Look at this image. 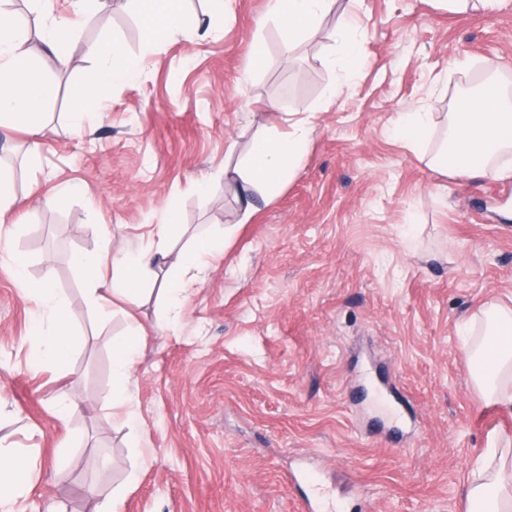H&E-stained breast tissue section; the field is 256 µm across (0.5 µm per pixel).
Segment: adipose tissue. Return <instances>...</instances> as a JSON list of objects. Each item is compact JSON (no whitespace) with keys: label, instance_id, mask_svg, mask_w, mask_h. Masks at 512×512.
Returning <instances> with one entry per match:
<instances>
[{"label":"adipose tissue","instance_id":"obj_1","mask_svg":"<svg viewBox=\"0 0 512 512\" xmlns=\"http://www.w3.org/2000/svg\"><path fill=\"white\" fill-rule=\"evenodd\" d=\"M52 0H32L42 18L41 38L52 51L64 50L75 25V17L95 14L99 0H74V17L55 14ZM336 0H270L269 12L289 34L301 35L316 29L330 13ZM142 25L145 41L160 32L175 34L200 27L198 18L183 8V0H127ZM24 23L0 10V127L22 124L32 133L45 130L44 106L54 98L56 85L43 77L28 46ZM114 43L95 46L98 80L88 93L96 98L100 89L121 78L138 75L140 62L130 58L121 69L111 60ZM442 139L429 163L438 169L470 179L484 178L502 156L512 152V94L491 89L479 95L464 111L441 116L417 110L399 118V133L414 151H423L435 129ZM311 124L295 120L287 133L257 136L241 165L225 169L235 181L244 218H251L257 201H271L283 184L300 167ZM179 223L176 211H168L166 221L157 225L156 246L114 257L110 250L79 253L75 265L85 274L89 305L98 309L118 299L138 302L150 284L163 286L169 303H176L192 272L201 270L204 258L220 253L221 244L201 235L177 258L169 256V240ZM15 279L22 297L36 310L31 333L46 347L45 357L60 369H67L74 353V336L61 299L48 282H32L23 266H16ZM470 378L487 404L512 413V307L484 304L477 317L464 326ZM144 343L140 331L112 342V401L124 403L133 378L135 355ZM34 461L29 457H0V503L7 504L28 494ZM466 512H512V438L500 439L483 449L474 461L463 487Z\"/></svg>","mask_w":512,"mask_h":512}]
</instances>
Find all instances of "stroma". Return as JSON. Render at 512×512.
<instances>
[{
  "instance_id": "35a3bbf8",
  "label": "stroma",
  "mask_w": 512,
  "mask_h": 512,
  "mask_svg": "<svg viewBox=\"0 0 512 512\" xmlns=\"http://www.w3.org/2000/svg\"><path fill=\"white\" fill-rule=\"evenodd\" d=\"M361 65L340 85L329 60L344 16ZM267 49L249 68L255 39ZM117 40L140 74L102 92L93 133L68 116L93 80L90 46ZM57 94L43 135L0 128V169L19 197L12 247L50 279L76 332L69 373L30 332L33 309L0 258V454L34 458L14 512H465L473 460L512 414L473 386L461 322L512 305V166L469 181L428 166L396 126L445 112L495 75L512 88V6L459 12L442 0H339L291 37L267 0H235L208 32L146 45L136 15L103 0L63 54L34 43ZM311 113L305 159L243 221L224 156L260 128ZM63 185L68 197L51 202ZM222 256L173 314L159 289L99 313L78 252L147 247L167 208ZM145 329L126 407L112 405V341ZM397 388L418 420L394 429L368 378ZM77 410L60 418V400ZM135 483H128L129 474Z\"/></svg>"
}]
</instances>
